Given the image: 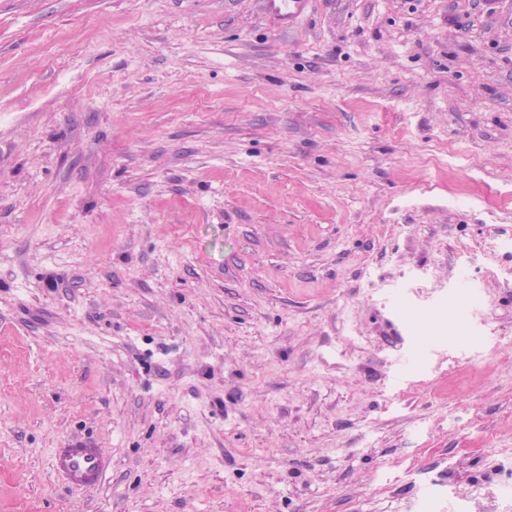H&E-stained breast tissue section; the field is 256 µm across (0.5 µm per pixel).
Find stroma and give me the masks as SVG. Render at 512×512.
Listing matches in <instances>:
<instances>
[{"label": "stroma", "mask_w": 512, "mask_h": 512, "mask_svg": "<svg viewBox=\"0 0 512 512\" xmlns=\"http://www.w3.org/2000/svg\"><path fill=\"white\" fill-rule=\"evenodd\" d=\"M413 500L512 512V0H0V512ZM309 2L310 0H264L267 8L288 19V24L297 22L303 16ZM387 325L389 327V336L391 341L396 346H401L406 342H410L413 334L411 324L406 321L401 314L398 312H392L388 318H386ZM111 467L109 454L91 439L72 440L53 455L54 475L78 492L99 486Z\"/></svg>", "instance_id": "35a3bbf8"}]
</instances>
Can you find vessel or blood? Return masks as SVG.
I'll list each match as a JSON object with an SVG mask.
<instances>
[{
	"label": "vessel or blood",
	"instance_id": "obj_1",
	"mask_svg": "<svg viewBox=\"0 0 512 512\" xmlns=\"http://www.w3.org/2000/svg\"><path fill=\"white\" fill-rule=\"evenodd\" d=\"M267 8L277 15L297 22L305 13L310 0H264ZM389 334L395 345L411 341L413 329L400 313H391L387 319ZM112 467V459L105 449L90 439L68 442L53 455V473L71 490L84 492L99 486Z\"/></svg>",
	"mask_w": 512,
	"mask_h": 512
}]
</instances>
